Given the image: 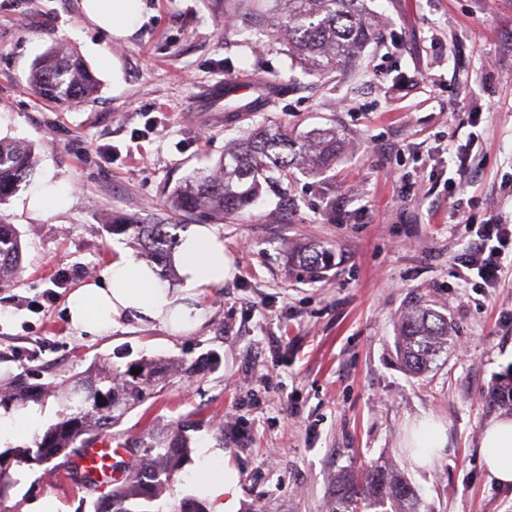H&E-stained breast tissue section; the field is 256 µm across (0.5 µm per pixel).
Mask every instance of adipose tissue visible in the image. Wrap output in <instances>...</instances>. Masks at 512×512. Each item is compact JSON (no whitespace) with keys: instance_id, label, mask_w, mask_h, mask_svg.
Masks as SVG:
<instances>
[{"instance_id":"adipose-tissue-1","label":"adipose tissue","mask_w":512,"mask_h":512,"mask_svg":"<svg viewBox=\"0 0 512 512\" xmlns=\"http://www.w3.org/2000/svg\"><path fill=\"white\" fill-rule=\"evenodd\" d=\"M86 19L116 39L133 35L143 22L144 0H82ZM173 265L182 281L174 288L162 283L145 264L119 255L99 279L77 288L67 299L68 317L78 333L100 336L119 322L132 320L173 333L193 329L201 320L194 305L198 288H217L232 278L233 267L224 243L207 226L192 225L175 250ZM448 444L444 423L430 416L413 419L404 436L406 458L415 471L429 470ZM479 457L489 481L512 487V418L491 420L484 428ZM239 478L231 466L200 469L196 493L212 512H237Z\"/></svg>"}]
</instances>
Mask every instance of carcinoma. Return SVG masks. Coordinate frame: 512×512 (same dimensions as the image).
Instances as JSON below:
<instances>
[{
    "instance_id": "carcinoma-1",
    "label": "carcinoma",
    "mask_w": 512,
    "mask_h": 512,
    "mask_svg": "<svg viewBox=\"0 0 512 512\" xmlns=\"http://www.w3.org/2000/svg\"><path fill=\"white\" fill-rule=\"evenodd\" d=\"M271 36L288 44L289 51L306 71L315 75L344 74L356 57L375 39V25L366 0H263ZM29 83L33 92L63 106H80L94 98L98 82L84 60L72 51L51 48L37 59ZM340 138L336 129L323 128L293 137L273 124L259 128L224 151L210 168L196 169L170 194V215L146 224L139 219L114 217L108 231L128 233L160 279L167 277V261L176 238L170 229L194 217L224 221L244 212L258 200L263 185L281 182L293 170L317 176L336 162ZM32 146L0 139V202L32 174ZM22 244L12 224L0 220V287L17 281L21 273ZM332 253L310 243L292 256L293 266L311 277L329 267ZM451 327L435 310L418 305L400 321L397 347L406 367L415 374L428 370L435 357L448 350ZM139 374L109 372L94 383L76 382L63 404L59 421L35 436L34 448L21 452L20 462L42 465L56 459L77 470L76 458L112 428L129 409L147 398L144 384L159 379V367L142 361ZM41 395L20 375L12 390L0 392V407L24 404ZM140 448L142 455L118 482L81 476L79 485L88 492L106 484L110 490L92 501L93 512H147L143 503L157 500L159 491L173 482L182 459L190 451L184 431H149L124 442ZM390 506L395 512H421V502L411 485L394 468L369 465L354 474L336 476L335 499L330 512H368Z\"/></svg>"
}]
</instances>
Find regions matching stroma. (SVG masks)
<instances>
[{"instance_id":"stroma-1","label":"stroma","mask_w":512,"mask_h":512,"mask_svg":"<svg viewBox=\"0 0 512 512\" xmlns=\"http://www.w3.org/2000/svg\"><path fill=\"white\" fill-rule=\"evenodd\" d=\"M146 6L140 29L117 41L86 20L81 0H0V138L32 145L36 160L31 182L0 203L22 242L21 277L0 288V384L25 373L48 385L36 403L47 426L73 377L156 361L163 378L114 427L115 443L205 416L193 442L224 450L237 469L239 512H328L337 474L375 463L396 465L428 512H512V488L488 482L478 456L486 424L512 417L490 399L512 388V264L496 287H474L456 257L475 231L454 214L512 221V0H372L377 39L327 79L305 72L246 0ZM52 47L85 60L100 82L94 102L61 106L30 89ZM102 51L114 69L101 68ZM228 79L271 90L246 107L208 100ZM269 119L297 137L336 127L344 149L326 174L264 188L256 207L215 223L235 275L201 289V324L174 334L130 320L77 335L70 292L117 255L138 256L132 239L106 231L107 217L165 214L175 187ZM458 150L468 173L451 190ZM48 173L65 201L35 219L23 199ZM311 241L334 254L316 279L287 262ZM418 302L447 317L453 336L421 375L396 347ZM424 415L446 424L448 449L421 473L401 440ZM19 470L25 482L0 512L48 496L63 512H89L85 491L49 465Z\"/></svg>"}]
</instances>
